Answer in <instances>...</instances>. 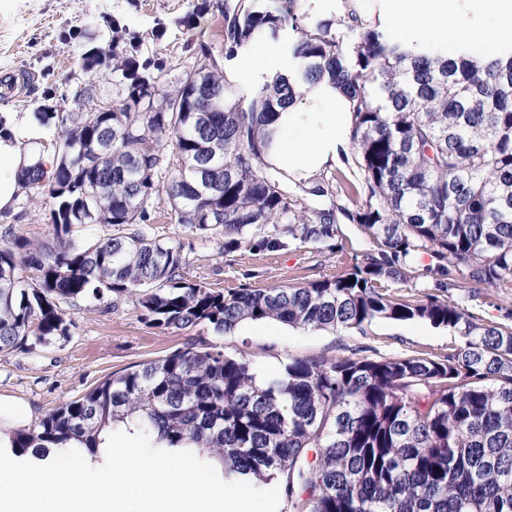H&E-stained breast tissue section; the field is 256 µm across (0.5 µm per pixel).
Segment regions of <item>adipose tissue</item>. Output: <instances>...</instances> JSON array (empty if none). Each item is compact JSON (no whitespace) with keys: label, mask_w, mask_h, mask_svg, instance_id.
<instances>
[{"label":"adipose tissue","mask_w":512,"mask_h":512,"mask_svg":"<svg viewBox=\"0 0 512 512\" xmlns=\"http://www.w3.org/2000/svg\"><path fill=\"white\" fill-rule=\"evenodd\" d=\"M489 13V21L462 25L464 13ZM384 18L405 31H419L422 40H468L493 48L512 39V0H385ZM296 102L270 123L272 147L268 163L290 181L309 182L350 148V102L328 78L295 85ZM14 115L0 128V211L13 207L24 191V174L36 163L51 165L17 131Z\"/></svg>","instance_id":"adipose-tissue-1"}]
</instances>
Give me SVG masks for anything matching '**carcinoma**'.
<instances>
[{
    "instance_id": "obj_1",
    "label": "carcinoma",
    "mask_w": 512,
    "mask_h": 512,
    "mask_svg": "<svg viewBox=\"0 0 512 512\" xmlns=\"http://www.w3.org/2000/svg\"><path fill=\"white\" fill-rule=\"evenodd\" d=\"M300 2L225 3V59L274 41L298 80L327 75L342 89L361 184L351 204L316 207L310 198L333 195L329 179L291 184L264 163L263 129L293 99L291 84L236 86L204 54L171 85L120 48L143 41L115 26L82 69L112 81L117 111H101L93 76L69 109L34 101L52 166L33 167L25 192L53 201V233L33 245L0 230V353L68 338L64 306L112 294L136 297L164 329L205 323L226 334L272 318L363 332L377 318L422 320L459 345L440 356L293 359L260 377L243 357L192 344L107 376L15 431L12 448L96 461L103 432L122 424L156 448L213 460L226 482L278 486L288 512H512V324L382 289L413 277L421 250L440 261L425 275L448 289L460 277L512 284V45L488 54L461 42L451 57L443 42L404 40L351 9L346 50L333 21ZM196 83L205 98L193 101ZM162 208L200 238L223 231L226 250L283 246L268 224L322 243L341 223L360 225L373 248L333 280L226 294L186 279L182 247L152 234ZM89 224L105 231L75 236Z\"/></svg>"
}]
</instances>
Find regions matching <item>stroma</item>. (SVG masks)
<instances>
[{
	"label": "stroma",
	"instance_id": "35a3bbf8",
	"mask_svg": "<svg viewBox=\"0 0 512 512\" xmlns=\"http://www.w3.org/2000/svg\"><path fill=\"white\" fill-rule=\"evenodd\" d=\"M217 0H0V113L31 117L32 101L44 91L54 98L72 97L75 82L68 73L80 71L82 55L102 45L111 23H119L144 41L138 60L164 66L170 77L182 75L201 52L224 60V14ZM49 198L19 196L14 207L0 211V226L34 244L48 241ZM157 238L182 245L188 259L186 277L206 287L234 291L303 287L331 280L362 261L371 248L369 237L355 224L338 225L331 243L310 244L286 239L269 251L242 245L224 250L223 235L204 241L188 227L159 217ZM407 300L438 294L467 307L479 322L501 323L512 313V288L478 286L458 280L455 288L439 290L428 277L394 285ZM70 336L37 347L0 353V395L28 402L34 419L87 393L107 375L162 359L191 343L220 346L244 356L256 372L268 376L281 362L319 355L397 357L445 354L459 344L445 327L420 320H374L365 331L303 329L267 319L246 322L218 335L200 324L162 329L145 321L135 297L110 296L97 306L80 302L66 308Z\"/></svg>",
	"mask_w": 512,
	"mask_h": 512
}]
</instances>
